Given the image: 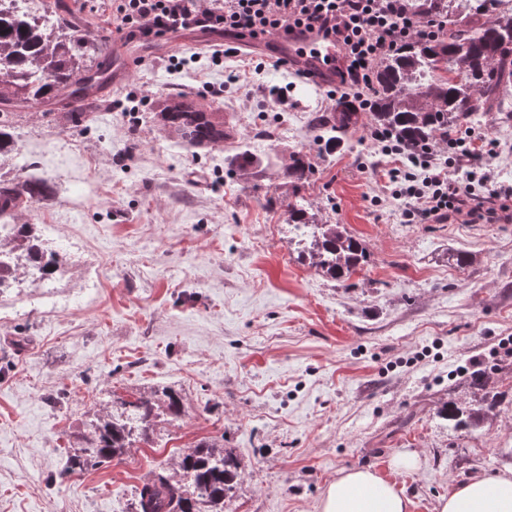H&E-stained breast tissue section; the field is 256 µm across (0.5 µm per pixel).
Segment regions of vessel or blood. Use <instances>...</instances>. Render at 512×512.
Here are the masks:
<instances>
[{"label":"vessel or blood","mask_w":512,"mask_h":512,"mask_svg":"<svg viewBox=\"0 0 512 512\" xmlns=\"http://www.w3.org/2000/svg\"><path fill=\"white\" fill-rule=\"evenodd\" d=\"M280 57L289 65L310 71L315 80L334 75L343 51L334 40L323 39L310 33L294 34L282 42Z\"/></svg>","instance_id":"1"}]
</instances>
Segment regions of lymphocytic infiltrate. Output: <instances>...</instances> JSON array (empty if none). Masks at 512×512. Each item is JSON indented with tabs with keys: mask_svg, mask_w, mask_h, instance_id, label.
I'll return each mask as SVG.
<instances>
[{
	"mask_svg": "<svg viewBox=\"0 0 512 512\" xmlns=\"http://www.w3.org/2000/svg\"><path fill=\"white\" fill-rule=\"evenodd\" d=\"M112 15L117 32L130 42L188 29L234 40L284 39L299 28L316 32L341 46V87L362 101L372 93L378 61L409 38L434 36L448 26L444 16L418 18L407 0H112ZM365 139L404 160L388 176L390 194L400 201L406 223L444 224L461 217L473 223L492 221L498 216L497 201L512 195V187L495 182L486 165L475 184L451 176L475 150L495 157L492 139L476 144L457 136L419 154L408 152L397 137L378 127H367Z\"/></svg>",
	"mask_w": 512,
	"mask_h": 512,
	"instance_id": "obj_1",
	"label": "lymphocytic infiltrate"
}]
</instances>
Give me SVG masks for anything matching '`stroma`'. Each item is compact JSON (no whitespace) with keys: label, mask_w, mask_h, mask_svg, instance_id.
Here are the masks:
<instances>
[{"label":"stroma","mask_w":512,"mask_h":512,"mask_svg":"<svg viewBox=\"0 0 512 512\" xmlns=\"http://www.w3.org/2000/svg\"><path fill=\"white\" fill-rule=\"evenodd\" d=\"M80 7L122 83L102 90L89 127L62 125L44 104L15 119L18 138L76 153L53 178L56 195L20 216L57 225L52 248L68 273L50 290L76 305L40 312L33 288L0 294V512H134L136 487L202 441L245 465L224 512H317L350 468L393 483L410 512H438L456 485L512 470V354L499 347L512 338V222L404 223L387 177L394 157L363 143L361 124L333 144L314 131L327 87L266 65L262 42L215 65L219 36L187 30L116 57L110 0ZM174 54L199 60L173 71ZM219 86L223 96H212ZM138 88L139 112L112 109ZM178 96L223 113L224 144H177L158 129L156 101ZM471 127L497 141L492 168L512 185V122L488 112ZM242 151L266 163L265 176L238 178ZM294 151L314 164L300 203L366 245L349 285L299 260L284 210L268 203ZM87 182L96 195L84 196ZM456 251L472 264L449 263ZM473 359L500 397L466 432L436 411L478 400ZM161 387L181 392L180 420L112 463L67 470L89 411ZM403 450L419 454L417 470L394 467Z\"/></svg>","instance_id":"stroma-1"}]
</instances>
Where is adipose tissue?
<instances>
[{
    "mask_svg": "<svg viewBox=\"0 0 512 512\" xmlns=\"http://www.w3.org/2000/svg\"><path fill=\"white\" fill-rule=\"evenodd\" d=\"M318 512H409V501L367 468L339 472L326 488ZM439 512H512V471L456 486Z\"/></svg>",
    "mask_w": 512,
    "mask_h": 512,
    "instance_id": "1",
    "label": "adipose tissue"
}]
</instances>
